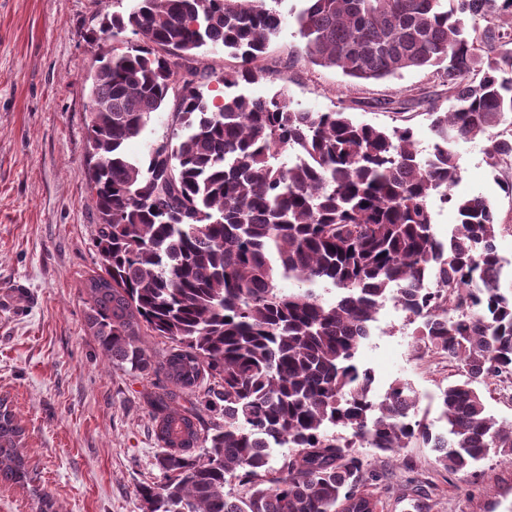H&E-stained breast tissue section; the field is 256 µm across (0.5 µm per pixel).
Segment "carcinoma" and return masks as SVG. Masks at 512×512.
Returning <instances> with one entry per match:
<instances>
[{
  "label": "carcinoma",
  "instance_id": "carcinoma-1",
  "mask_svg": "<svg viewBox=\"0 0 512 512\" xmlns=\"http://www.w3.org/2000/svg\"><path fill=\"white\" fill-rule=\"evenodd\" d=\"M281 2L132 0L100 27L116 46L86 109L103 265L85 283L87 320L112 363L171 385L148 397L162 478L139 487L145 512H380L381 478L358 444L395 455L420 442L452 473L491 452L512 461V423L477 390L512 376L502 225L485 198L453 192L459 142L485 141L491 165L512 160V0H308L294 16L298 53L352 82L434 69L452 105L433 113L425 154L409 128L300 109L283 91L234 92L260 78ZM207 47L240 60L219 101L197 67ZM171 97L170 133L127 155ZM436 199L458 214L446 242L433 232ZM281 278L300 288L283 292ZM391 300L417 324L418 350L461 368L439 395L438 432L415 419L405 385L375 399L357 362ZM143 336L176 348L157 358ZM20 436L1 402L7 481L27 479ZM233 481L248 495L225 491Z\"/></svg>",
  "mask_w": 512,
  "mask_h": 512
}]
</instances>
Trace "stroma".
I'll return each instance as SVG.
<instances>
[{"label": "stroma", "instance_id": "1", "mask_svg": "<svg viewBox=\"0 0 512 512\" xmlns=\"http://www.w3.org/2000/svg\"><path fill=\"white\" fill-rule=\"evenodd\" d=\"M305 0H282L287 22L258 61L264 70L241 92L264 97L287 91L295 106L343 111L357 123L411 127L428 151L430 109L445 112L447 94L431 70L352 83L341 71L297 57L292 21ZM125 0H0V401L23 429L20 451L32 478L0 480V512H143L140 485L159 481L149 393L155 376L112 364L87 326L83 285L101 271L94 247L99 222L86 176L89 77L110 49L99 31L104 15ZM410 101L408 109L374 108L377 99ZM458 192L487 199L503 229L497 248L502 277L512 280V164L491 167L481 143H459ZM414 327L385 304L361 345L358 363L373 371L377 394L407 385L419 398L418 418L433 424L437 396L460 371L436 353H419ZM383 471L385 512H406L415 493L431 512H512V463L490 455L468 475H454L434 452L414 443L394 457L363 449Z\"/></svg>", "mask_w": 512, "mask_h": 512}]
</instances>
